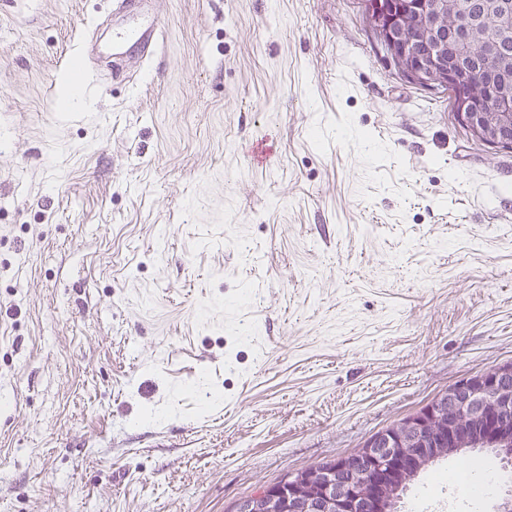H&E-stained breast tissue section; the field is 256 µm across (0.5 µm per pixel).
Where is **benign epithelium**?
<instances>
[{
  "mask_svg": "<svg viewBox=\"0 0 512 512\" xmlns=\"http://www.w3.org/2000/svg\"><path fill=\"white\" fill-rule=\"evenodd\" d=\"M371 3V22L379 41L398 70L428 88L451 84L458 92V112L473 135L486 143L512 146V56L499 44L512 42V19L500 15L501 0H484L480 16L470 14L467 0H414L396 9L381 0ZM453 30L460 42L486 40L496 58L493 79L497 111L482 110L481 87L462 77L457 69L456 47H448L445 31ZM461 411L483 423L481 436L459 431L456 417L448 416L444 430L454 447L489 448L512 460V368L496 367L463 380L413 418L370 438L366 451L340 457L336 466L321 472L311 495L300 498L305 512H384L379 487L404 469L419 471L423 462L442 457L434 448L432 421L444 410Z\"/></svg>",
  "mask_w": 512,
  "mask_h": 512,
  "instance_id": "obj_1",
  "label": "benign epithelium"
}]
</instances>
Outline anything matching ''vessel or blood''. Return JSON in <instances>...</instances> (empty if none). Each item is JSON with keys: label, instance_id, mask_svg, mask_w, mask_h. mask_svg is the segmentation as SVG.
<instances>
[{"label": "vessel or blood", "instance_id": "1", "mask_svg": "<svg viewBox=\"0 0 512 512\" xmlns=\"http://www.w3.org/2000/svg\"><path fill=\"white\" fill-rule=\"evenodd\" d=\"M110 21L108 45H100L97 34H90L83 43L86 57L104 54L118 64L144 60L154 54L165 30L153 0H112Z\"/></svg>", "mask_w": 512, "mask_h": 512}]
</instances>
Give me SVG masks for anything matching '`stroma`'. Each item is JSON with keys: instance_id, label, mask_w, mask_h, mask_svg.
<instances>
[{"instance_id": "stroma-1", "label": "stroma", "mask_w": 512, "mask_h": 512, "mask_svg": "<svg viewBox=\"0 0 512 512\" xmlns=\"http://www.w3.org/2000/svg\"><path fill=\"white\" fill-rule=\"evenodd\" d=\"M156 6L118 75L111 0H0V512H235L512 362V149L363 0ZM458 465L401 512H496Z\"/></svg>"}]
</instances>
